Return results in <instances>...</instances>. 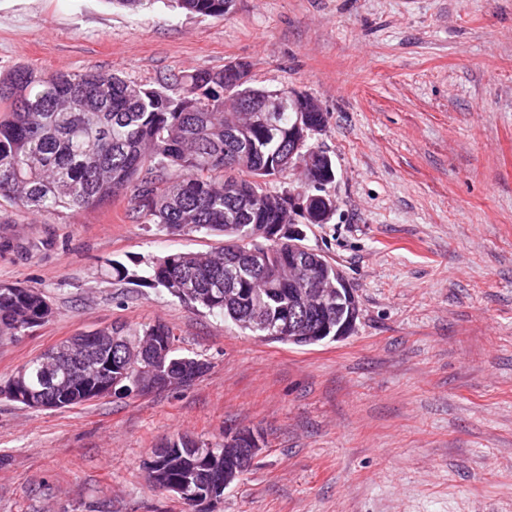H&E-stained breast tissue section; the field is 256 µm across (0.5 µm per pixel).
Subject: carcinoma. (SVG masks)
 <instances>
[{"mask_svg":"<svg viewBox=\"0 0 512 512\" xmlns=\"http://www.w3.org/2000/svg\"><path fill=\"white\" fill-rule=\"evenodd\" d=\"M227 0H178L188 12L224 15ZM168 88H145L117 73L87 71L47 74L18 66L0 76V198L23 213L44 216L102 206L130 192L133 214L145 224L173 233L217 234L224 247L211 253L178 252L149 266L142 281L160 287L179 301L224 316L252 336L296 346L320 344L333 333L316 336L322 321L307 316L308 338H294L285 311L302 285L288 279L293 250L304 241L288 236L284 188L276 183L287 171L275 170L288 148L294 112L288 107L265 125L246 123L238 112L224 111V98L244 102L256 87L224 84V71L199 69L174 79ZM322 187L335 180L330 155L321 152ZM281 236L270 242L264 232ZM262 255L260 266L243 262L250 252ZM316 278L336 283L343 271L320 253L308 256ZM265 309L266 328H254L253 307ZM50 317L42 293L21 286H0V339L23 336L38 323L28 315ZM125 336L171 339L166 365L178 369L198 356L183 352L164 323H148ZM32 385L45 390L49 409H65L89 401L76 391L60 397L53 385L61 371L47 372L38 356L26 363ZM196 453L167 462L166 479H184L192 493L208 482L196 454H221L224 444L179 436L163 448Z\"/></svg>","mask_w":512,"mask_h":512,"instance_id":"cac0c4a2","label":"carcinoma"}]
</instances>
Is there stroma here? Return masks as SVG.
<instances>
[{
  "label": "stroma",
  "instance_id": "35a3bbf8",
  "mask_svg": "<svg viewBox=\"0 0 512 512\" xmlns=\"http://www.w3.org/2000/svg\"><path fill=\"white\" fill-rule=\"evenodd\" d=\"M248 68L328 114L337 207L306 243L343 269L354 332L298 347L142 284L219 237L141 223L128 196L76 214L0 199V285L53 317L0 340V384L70 336L162 322L206 361L190 385L37 409L0 395V512H185L144 461L180 435L254 429L211 512H512V0H0V73L116 72L156 87ZM121 262L127 278L112 274ZM225 2L227 0H178L181 8L203 16H224Z\"/></svg>",
  "mask_w": 512,
  "mask_h": 512
}]
</instances>
